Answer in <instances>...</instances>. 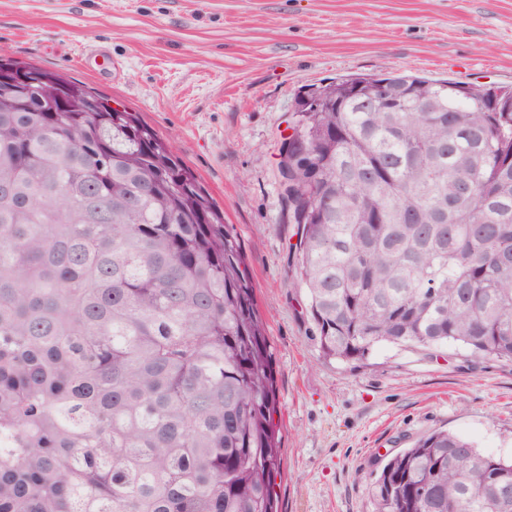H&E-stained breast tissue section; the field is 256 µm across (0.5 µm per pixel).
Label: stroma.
<instances>
[{"label": "stroma", "instance_id": "stroma-1", "mask_svg": "<svg viewBox=\"0 0 512 512\" xmlns=\"http://www.w3.org/2000/svg\"><path fill=\"white\" fill-rule=\"evenodd\" d=\"M0 49L139 112L223 207L273 353L281 512H374L378 459L438 428L512 459V363L323 357L277 174L297 98L333 79L511 86L512 0H0Z\"/></svg>", "mask_w": 512, "mask_h": 512}]
</instances>
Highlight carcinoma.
<instances>
[{"instance_id":"obj_1","label":"carcinoma","mask_w":512,"mask_h":512,"mask_svg":"<svg viewBox=\"0 0 512 512\" xmlns=\"http://www.w3.org/2000/svg\"><path fill=\"white\" fill-rule=\"evenodd\" d=\"M278 172L323 356L512 361V88L362 74L295 108ZM273 358L224 211L139 113L0 52V512H279ZM376 512H512L448 430Z\"/></svg>"}]
</instances>
